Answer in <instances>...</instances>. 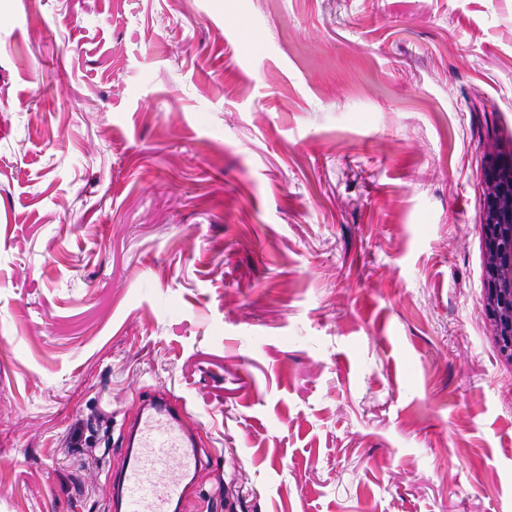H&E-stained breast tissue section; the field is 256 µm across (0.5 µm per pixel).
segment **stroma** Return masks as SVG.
Returning a JSON list of instances; mask_svg holds the SVG:
<instances>
[{
    "label": "stroma",
    "mask_w": 512,
    "mask_h": 512,
    "mask_svg": "<svg viewBox=\"0 0 512 512\" xmlns=\"http://www.w3.org/2000/svg\"><path fill=\"white\" fill-rule=\"evenodd\" d=\"M511 143L512 0H0V512H113L160 387L183 512H512ZM484 295L482 312L499 351L512 360V144L484 166Z\"/></svg>",
    "instance_id": "1"
}]
</instances>
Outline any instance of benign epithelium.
I'll use <instances>...</instances> for the list:
<instances>
[{"mask_svg": "<svg viewBox=\"0 0 512 512\" xmlns=\"http://www.w3.org/2000/svg\"><path fill=\"white\" fill-rule=\"evenodd\" d=\"M483 179L482 312L501 355L512 360V149L488 156Z\"/></svg>", "mask_w": 512, "mask_h": 512, "instance_id": "obj_1", "label": "benign epithelium"}]
</instances>
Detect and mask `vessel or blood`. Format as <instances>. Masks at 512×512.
<instances>
[{
  "label": "vessel or blood",
  "instance_id": "obj_1",
  "mask_svg": "<svg viewBox=\"0 0 512 512\" xmlns=\"http://www.w3.org/2000/svg\"><path fill=\"white\" fill-rule=\"evenodd\" d=\"M186 403L155 390L140 401L127 433L126 461L115 477L116 512H170L188 492L186 473L204 445Z\"/></svg>",
  "mask_w": 512,
  "mask_h": 512
}]
</instances>
